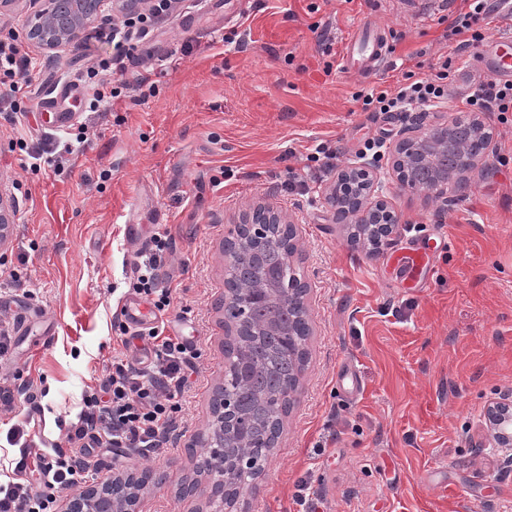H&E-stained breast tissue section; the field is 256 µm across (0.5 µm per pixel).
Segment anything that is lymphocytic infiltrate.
<instances>
[{"instance_id":"1","label":"lymphocytic infiltrate","mask_w":512,"mask_h":512,"mask_svg":"<svg viewBox=\"0 0 512 512\" xmlns=\"http://www.w3.org/2000/svg\"><path fill=\"white\" fill-rule=\"evenodd\" d=\"M179 2L146 0L142 11L113 20L106 33L113 44L112 56L99 59L78 78L91 88L92 105L111 103L128 90L145 86V78L130 75L129 69L144 62L142 42L150 27L156 20L177 16ZM509 6L512 0H469L467 11L448 17L441 37L461 49H478L487 37L489 14ZM39 74L35 57L22 51L14 37L0 38V112L24 111ZM451 76L448 59L435 72L419 78L404 72L397 92L360 94L361 109L398 119L414 110L427 111L447 97ZM465 103L478 112H512V80L481 82L468 93ZM167 247L165 239L153 238L135 264L139 292L153 297L160 311L169 306L171 295L159 277ZM138 339L142 358H113L99 389L84 398L68 431L66 447L46 448L37 454L20 449L12 478L0 482V512H54L58 494L99 473L104 457L119 458L130 450L148 457L166 447L171 426L183 410L197 351L184 337L165 336L155 329L139 334Z\"/></svg>"}]
</instances>
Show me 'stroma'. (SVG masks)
Segmentation results:
<instances>
[{
	"mask_svg": "<svg viewBox=\"0 0 512 512\" xmlns=\"http://www.w3.org/2000/svg\"><path fill=\"white\" fill-rule=\"evenodd\" d=\"M414 0H185L156 26L145 49L160 57L190 42L176 68L149 73L154 93L131 92L89 111L73 101L70 135L85 133L61 174L33 170L17 139L40 147L55 128L44 99L68 88L111 44L81 36L56 54L25 37L31 0L0 10V36L14 35L42 68L27 114L0 113V186L16 202L0 249V475L16 448L6 434L30 420L33 449L65 445L83 404L113 357L126 354L120 316L136 295V248L171 242L161 271L172 304L164 331L193 342L199 373L177 418L179 440L128 468L165 473L140 492L138 512H197L207 481L185 493L203 458L208 402L224 379L222 246L238 216L264 200L293 219L315 334L302 389L262 473L249 512H297L307 485L320 512H512V465L486 448L488 401L512 391V112L490 113L495 152L449 208L402 188L391 157L378 175L397 218L375 254L336 224L321 191L286 188L313 167L317 145L356 160L367 139L392 142L400 122L371 121L355 95L393 89L403 72L429 73L444 59L473 79L471 51L441 41L438 13ZM395 36L390 64L367 79L341 66L345 37L363 20ZM224 34L212 39L213 30ZM424 248L425 265L407 258ZM49 343H42L44 330ZM458 486L445 499L440 482Z\"/></svg>",
	"mask_w": 512,
	"mask_h": 512,
	"instance_id": "35a3bbf8",
	"label": "stroma"
}]
</instances>
